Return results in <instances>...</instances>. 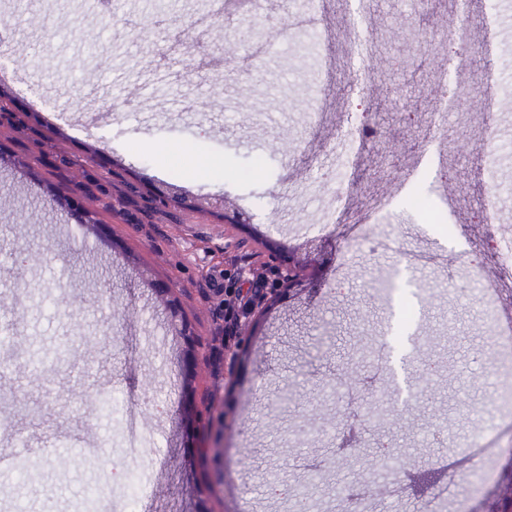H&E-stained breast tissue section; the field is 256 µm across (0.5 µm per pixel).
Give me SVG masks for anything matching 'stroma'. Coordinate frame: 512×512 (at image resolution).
<instances>
[{"label": "stroma", "instance_id": "35a3bbf8", "mask_svg": "<svg viewBox=\"0 0 512 512\" xmlns=\"http://www.w3.org/2000/svg\"><path fill=\"white\" fill-rule=\"evenodd\" d=\"M0 0L22 66L0 58L26 127L0 126V512H495L499 456L466 461L472 438L512 422V0H372L384 60L364 88L372 136L351 132L343 0ZM222 15L226 38L209 33ZM465 29L449 58L438 19ZM484 96L450 112L438 149L431 92ZM141 192L173 182L187 201L224 195L248 225L184 212L135 224L55 176L60 153ZM211 160L193 174L194 156ZM495 157L498 191L485 171ZM333 182L337 196L322 194ZM493 204L495 219L477 214ZM390 238L371 252L368 239ZM321 245L304 262L305 239ZM22 253L40 262L19 264ZM299 261L305 289L245 327L232 374L214 364L213 268L228 254ZM147 267L153 287L130 272ZM67 293L73 309L56 302ZM174 305L190 340L166 335ZM64 350L51 373L32 354ZM384 373L372 376L371 353ZM343 375L385 392L384 419L322 392ZM223 413L224 427L213 417ZM23 436L16 446L14 436ZM456 446H449V438ZM358 455L347 469V449Z\"/></svg>", "mask_w": 512, "mask_h": 512}]
</instances>
